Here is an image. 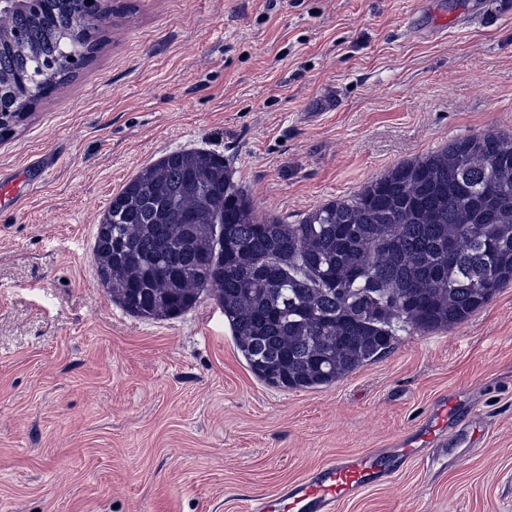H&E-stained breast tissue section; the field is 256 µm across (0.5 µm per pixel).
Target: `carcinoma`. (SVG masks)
I'll list each match as a JSON object with an SVG mask.
<instances>
[{"instance_id":"obj_1","label":"carcinoma","mask_w":512,"mask_h":512,"mask_svg":"<svg viewBox=\"0 0 512 512\" xmlns=\"http://www.w3.org/2000/svg\"><path fill=\"white\" fill-rule=\"evenodd\" d=\"M86 11L20 0L0 13V114L29 111L94 56ZM93 254L129 314L176 318L212 292L259 380L328 387L398 332L460 325L512 283V137L457 138L294 224L258 216L224 156L182 149L112 197Z\"/></svg>"}]
</instances>
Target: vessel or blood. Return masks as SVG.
Masks as SVG:
<instances>
[{"mask_svg": "<svg viewBox=\"0 0 512 512\" xmlns=\"http://www.w3.org/2000/svg\"><path fill=\"white\" fill-rule=\"evenodd\" d=\"M463 408L457 397H440L429 416L390 447L332 458L275 493L256 499L250 512H336L339 504L389 483L411 461L434 469L444 460L449 439L470 447L480 436L476 426L463 424Z\"/></svg>", "mask_w": 512, "mask_h": 512, "instance_id": "obj_1", "label": "vessel or blood"}]
</instances>
